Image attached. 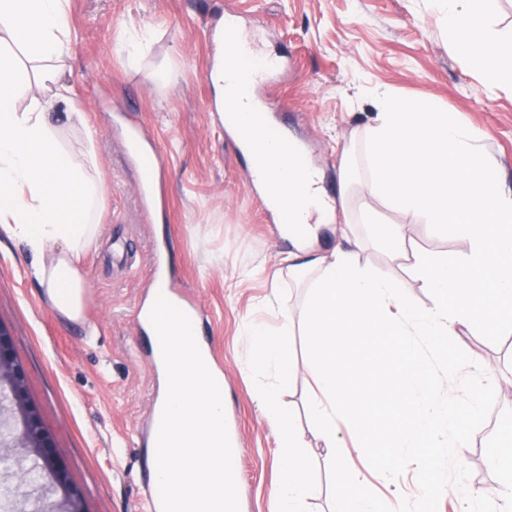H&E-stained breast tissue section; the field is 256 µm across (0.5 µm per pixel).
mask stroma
Instances as JSON below:
<instances>
[{
  "mask_svg": "<svg viewBox=\"0 0 512 512\" xmlns=\"http://www.w3.org/2000/svg\"><path fill=\"white\" fill-rule=\"evenodd\" d=\"M228 10L245 26H259L263 50L283 57V71L257 95L284 116L336 203L314 251H332L341 229L350 230L364 240L361 263L391 268L409 301L425 307L430 299L413 279L414 259L463 248L452 233L378 201L375 209L386 223L402 225L407 241L408 260L390 264L365 240L361 198L338 202L344 163L368 175L364 150L348 147L385 86L452 112L482 139L512 188V90L490 91L453 52L430 0H69L64 80L95 134L96 175L104 186L97 239L79 261L85 309L78 322L59 314L29 276L25 246L0 231V324L25 372L28 402L81 491L84 512H147L141 478L152 457L145 424L161 380L136 311L148 298L159 246L173 287L202 311L195 333L224 374L226 419L240 442L241 512H275L276 431L256 401L271 375L253 368L244 330L253 323L276 328L278 309L300 310L309 291L287 275L293 246L257 207L244 155L203 110L214 96L206 29ZM142 29L154 34L150 48L136 58L121 52V43ZM134 127L164 155L153 208L139 200L140 173L125 149ZM287 348L298 367L279 403L297 418L317 485L305 512H329L328 464L309 420L302 319H295ZM397 358L382 337L354 357V384H379L388 393L385 405L368 411L371 425L399 422L412 399L396 379ZM434 366L433 395L450 392L463 403L481 394L479 419L460 427L468 441L464 456L430 460L448 488L439 512H496L501 470L512 465V326L487 317L465 343L448 344ZM417 479L415 465L406 464L368 481L385 512H414Z\"/></svg>",
  "mask_w": 512,
  "mask_h": 512,
  "instance_id": "35a3bbf8",
  "label": "stroma"
}]
</instances>
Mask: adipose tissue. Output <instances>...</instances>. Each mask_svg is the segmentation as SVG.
Wrapping results in <instances>:
<instances>
[{"instance_id": "obj_1", "label": "adipose tissue", "mask_w": 512, "mask_h": 512, "mask_svg": "<svg viewBox=\"0 0 512 512\" xmlns=\"http://www.w3.org/2000/svg\"><path fill=\"white\" fill-rule=\"evenodd\" d=\"M482 2L433 0V7L451 49L486 85L512 88V29L495 27ZM70 44L68 0H0V230L26 245L35 258L32 276L51 304L75 321L85 306L78 259L95 241L103 188L92 174L94 134L62 80ZM58 106L82 128L83 155L63 146V131L49 118ZM360 141L368 176L357 183L344 174L342 193L356 190L417 223L449 227L464 249L417 261L415 281L432 305H411L391 271L361 265L349 246L327 256L309 251L330 220L317 187L319 172L299 166L284 149L268 150L266 194L288 202L281 213L295 248L288 271L311 281L303 314L306 363L320 396L312 406L315 431L335 480L332 512H381L380 502L344 463L337 421L356 429L365 461L386 476L409 461L425 464L428 448L438 456H463L468 443L456 428V400L433 396L429 387L430 355L485 321L487 312L512 325V190L504 188L499 164L474 132L435 103H412L381 90ZM281 319L279 339L255 326L245 333L254 366L273 373L259 408L279 434L277 512H302L316 486L295 419L276 404L295 372L283 342L291 316L285 312ZM373 336L398 341V379L416 393L397 427H366L363 412L385 402L387 392L380 386L357 391L349 384L350 352L365 349ZM425 345L430 354L422 353Z\"/></svg>"}]
</instances>
